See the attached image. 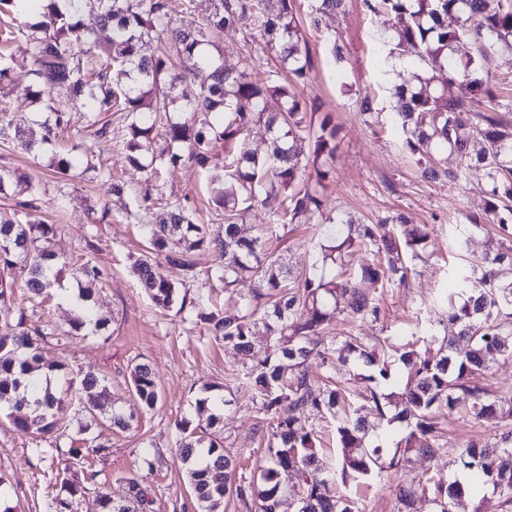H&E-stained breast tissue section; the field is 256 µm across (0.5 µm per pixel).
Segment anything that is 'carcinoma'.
I'll return each mask as SVG.
<instances>
[{
    "label": "carcinoma",
    "instance_id": "carcinoma-1",
    "mask_svg": "<svg viewBox=\"0 0 512 512\" xmlns=\"http://www.w3.org/2000/svg\"><path fill=\"white\" fill-rule=\"evenodd\" d=\"M44 11L35 22L0 28V47L18 36L25 39L31 58L35 99L48 111L41 122V145L51 146L59 134L74 131L107 137L110 123L99 117L125 112L131 118L125 127V147L130 163L155 174L166 165L186 162L196 171L208 174L212 202L224 211V234L216 235L209 224H196L187 209L177 201H163L146 194L134 199L137 208L151 213L144 225L146 249L136 261L137 280L156 307L198 310L207 333L224 341V346L245 357L251 349L253 328L262 326L276 337V359L253 366L244 374L242 388L258 412L273 422L266 451L270 465L248 484L236 480V461L224 453V446L211 436L210 429L221 422L218 407L230 401L206 396L196 400L198 421L178 423V456L186 469L189 488L200 512H219L224 498H254L256 512H277L282 498L299 490L298 512H358L355 502L336 496L333 480L315 465V434L295 426L296 414L310 406L328 412L336 421L340 443L338 471L343 481L356 480L398 466L400 457L385 460L382 449L367 446L368 428L360 410L340 409V394L321 389L309 379L306 364L320 361L329 368L360 360L369 373L359 374L371 385L367 403L378 415L390 408L394 418L403 421L408 434L396 447L430 454L438 440L435 415L452 414L464 398L477 419L492 411L487 392L467 384L474 372L498 356L512 355V323L497 320L505 305L512 306V248L484 256L477 268L480 276L462 271L456 288L446 295L448 323L440 337L442 356L432 360L409 345L399 360L406 371L404 388L386 392L382 385L391 377L384 360L375 359L370 342L349 338L335 348L323 346L321 330L345 311L361 319L377 320L381 308L364 293L357 282L324 276L302 284L289 282L283 265L267 253L264 241L240 234L238 219L258 202L262 193L281 194L287 201L279 223H308L322 210L323 200L316 186L329 171L327 161L336 153V128L326 121L315 123V113L295 92L312 70L294 0H213V9L202 19L192 16V0H186L176 18L171 0H44ZM309 24L319 28L322 19L344 6L345 0H316ZM366 10L385 11L394 16L399 43L413 47L423 63L410 71L392 92L393 110L401 121L405 147L418 156L417 163L426 178L436 176L430 164L432 149L457 154L461 166L449 173L453 179L473 175L489 183L484 204L486 219L512 235V130L492 106L493 89L479 73L475 58H455V44L471 38L480 51L497 46L512 52V0H362ZM98 12L100 25L112 36L103 56L94 55L96 32L85 26L82 8ZM458 26L448 28V16ZM240 25L258 56L246 60L243 69L216 63L204 53L209 37L228 26ZM165 41L170 51L146 54V46ZM274 52L289 64V77L282 80L270 70L266 77L255 76V62L261 54ZM118 69L128 78L123 87L112 84L111 71ZM195 69L209 71V83L194 100L185 105L183 120H162L170 103L169 92ZM446 73V83L458 85L450 95L437 85ZM79 105L91 117L86 129H73L69 106ZM477 110V121L462 125L458 114ZM262 123L270 134L269 147L260 156L248 147L253 125ZM22 140L13 129L11 110L0 105V140ZM224 142V163H219L215 143ZM313 146L311 158L302 161V144ZM404 223L391 217L379 224L336 226L330 244L320 246L316 262L322 266L345 265L357 250H368L373 259L359 264L360 280H407V260L422 258L430 235L425 230L409 234L398 247L388 224ZM55 224H22L16 214L0 213V409L21 431L36 430L41 440L56 436L54 410L61 400L52 388L51 378L66 373L63 362L46 364L41 344L58 336H104L110 320L93 308L96 286L103 279L102 269L91 258L77 268L80 287L75 308L60 330L50 324H27L26 308L44 306L52 289L60 284L70 262L61 259L47 243L55 236ZM209 250L215 257L214 272L228 288L239 280H256L251 295L240 301L238 313L223 316L202 312L204 291L191 301L180 298L179 288L160 272L162 258L179 267L186 278L200 280L196 255ZM24 288L21 301L15 289ZM133 393L142 407L154 408L160 392L155 374L146 363L131 370ZM108 386L94 369L84 371L78 388L79 407L92 418L106 415L110 426L125 431L132 417L121 410L105 414ZM66 462L81 461L92 451L102 454L108 448L55 447ZM459 465L468 471L471 484H490L499 495L512 502V434L494 445L469 444L458 455ZM129 502L116 503L100 496L101 512H148L150 502L138 476L126 478ZM67 497L56 500L55 512H69L71 498L81 486L62 479ZM439 512H451L454 500L463 494L462 485L447 486L431 480L418 484Z\"/></svg>",
    "mask_w": 512,
    "mask_h": 512
}]
</instances>
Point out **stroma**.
<instances>
[{
    "instance_id": "35a3bbf8",
    "label": "stroma",
    "mask_w": 512,
    "mask_h": 512,
    "mask_svg": "<svg viewBox=\"0 0 512 512\" xmlns=\"http://www.w3.org/2000/svg\"><path fill=\"white\" fill-rule=\"evenodd\" d=\"M314 0H297L302 34L313 62L311 78L299 86L297 95L317 105L340 129L336 158L330 164L321 193L324 214L312 224L282 226L276 219L283 208L279 195L265 196L262 205L246 211L239 224L244 236H259L265 248L287 268L290 280L301 282L319 277L315 264L319 244L328 242L329 228L353 222L373 224L378 218L405 214L410 224L427 227L430 246L423 259L412 261L408 282L376 289L381 305L378 320L362 321L345 314L324 330V342L346 336L375 337L380 341L392 374H399L398 357L412 338L425 333L442 335L448 310L441 299L453 288V272L468 267L484 254H495L512 245V239L497 226L482 222L486 182L483 178L451 181L423 178L415 157L405 147V136L393 119L391 87L403 71L420 69L421 62L410 47H398L390 15L364 10L362 0H347L344 11L325 19L320 29L308 27ZM340 44L344 58L334 61L333 44ZM11 77L0 84V99L11 103L14 119L30 127L39 104L30 99L28 45L24 39L11 43ZM480 73L491 83L497 109L512 121V54L500 49L478 56ZM371 98L376 118L361 115L364 98ZM110 136L87 141L60 134L55 145L24 151L0 142V169L17 175L0 192V211L16 210L22 223L54 224L58 227L53 249L70 259L90 257L104 272L95 294L97 311L110 317L107 337L74 336L47 344L43 356L66 364L70 378H79L94 368L108 385L106 407L135 413L130 430L120 432L102 419L85 416L75 391L65 392L56 409L63 434L59 448L84 441L106 445L104 455L65 467L58 449L35 454L33 435L17 431L6 411H0V505L11 512H50L60 493L62 479L81 486L72 499L71 512H100V493L125 502L126 479L139 473L152 499L151 512H196L184 471L176 460V427L182 419H195V401L204 386L219 385L231 402L224 424L215 436L225 451L237 460V473L250 481L265 457L268 421L253 408L239 384L245 365H258L275 358L274 337L256 332L248 362L208 336L203 324L183 319L176 310L163 311L140 288L133 272L145 249L141 227L149 213L126 210L111 193L112 180L124 182L131 191L151 190L153 196L180 201L199 224H220L224 215L212 204L205 175L185 166L170 167L156 182L125 159L122 113H113ZM79 157V164L66 178H56L57 154ZM112 168L111 179L99 176L97 164ZM40 185L34 207H26V181ZM107 212L105 223H93L94 213ZM151 365L161 399L151 410L141 409L130 386L134 364ZM441 436L432 455H411L389 478L371 477L343 487L361 512H399V487H409L424 477L448 483L460 470L458 450L468 441L493 443L512 431V416L499 415L479 424L464 412L440 420ZM155 456L146 468V453Z\"/></svg>"
}]
</instances>
